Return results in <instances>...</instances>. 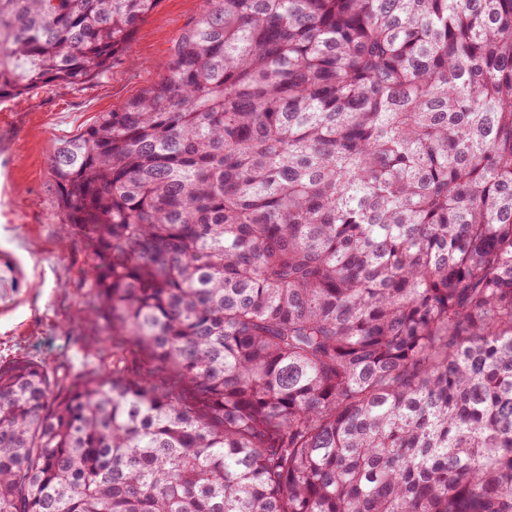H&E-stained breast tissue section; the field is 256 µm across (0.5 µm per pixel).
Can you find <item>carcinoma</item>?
<instances>
[{"label":"carcinoma","mask_w":512,"mask_h":512,"mask_svg":"<svg viewBox=\"0 0 512 512\" xmlns=\"http://www.w3.org/2000/svg\"><path fill=\"white\" fill-rule=\"evenodd\" d=\"M158 4L0 0V95ZM157 70L53 151L94 361L0 364V512H512V0H204Z\"/></svg>","instance_id":"1"}]
</instances>
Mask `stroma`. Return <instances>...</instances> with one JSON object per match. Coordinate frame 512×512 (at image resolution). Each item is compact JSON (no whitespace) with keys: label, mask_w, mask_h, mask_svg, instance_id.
<instances>
[{"label":"stroma","mask_w":512,"mask_h":512,"mask_svg":"<svg viewBox=\"0 0 512 512\" xmlns=\"http://www.w3.org/2000/svg\"><path fill=\"white\" fill-rule=\"evenodd\" d=\"M203 0H160L111 72L80 89L56 84L0 99V363L81 369L84 241L61 237L49 156L157 78L173 39Z\"/></svg>","instance_id":"stroma-1"}]
</instances>
